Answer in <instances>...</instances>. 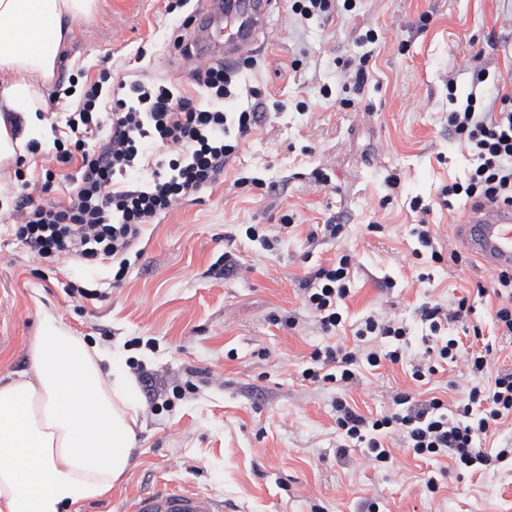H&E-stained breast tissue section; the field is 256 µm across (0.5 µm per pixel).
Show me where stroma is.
<instances>
[{"label":"stroma","instance_id":"1","mask_svg":"<svg viewBox=\"0 0 512 512\" xmlns=\"http://www.w3.org/2000/svg\"><path fill=\"white\" fill-rule=\"evenodd\" d=\"M165 5L95 0L54 81L40 84L42 97L59 80L83 83L105 69L168 78L198 94L193 61L169 44L177 19ZM511 18L512 0H359L354 15L310 20L295 16L288 0H273L270 33L235 77L260 92L270 114L244 137L223 182L146 227L141 256L121 276L108 260L33 258L11 234L21 182L14 171L40 180L49 147L22 145L17 159L0 162V377L31 372L30 349L49 312L111 355L133 380L140 408L129 469L79 512H127L135 496L164 482L202 491L224 512H366L372 502L379 512H512L506 467L472 474L398 449L378 471L365 449L338 456L339 392L301 376L313 352L335 339L299 300L309 272L348 254L350 321L373 312L402 320L413 355L422 348L418 307L466 296L472 322L491 334L490 304L475 285L491 286L494 269L472 257L412 262L410 229L422 218L418 200L444 249L457 247L454 226L466 204L442 194L471 167L448 133L449 112L471 90L457 62L479 50L483 67L512 68ZM369 29L389 30L398 42H362ZM363 57L370 76L358 91ZM355 96L365 111L337 109V98ZM255 177L263 186L252 185ZM288 214L293 226L277 250L246 239V225L274 230ZM331 219L342 224L341 237L309 242L312 225ZM228 253L248 273H225ZM409 385L405 366L387 363L366 374L350 402L366 415L390 412ZM431 475L433 494L424 485Z\"/></svg>","mask_w":512,"mask_h":512}]
</instances>
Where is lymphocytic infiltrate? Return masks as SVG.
Here are the masks:
<instances>
[{"label":"lymphocytic infiltrate","mask_w":512,"mask_h":512,"mask_svg":"<svg viewBox=\"0 0 512 512\" xmlns=\"http://www.w3.org/2000/svg\"><path fill=\"white\" fill-rule=\"evenodd\" d=\"M479 58L476 52L462 55L457 67L470 75L475 89L491 83L500 107L483 111L474 91L449 112L448 129L464 142L473 166L466 180L448 184L445 194L470 201L512 200V70L490 76L479 66ZM197 80L202 89L198 99L182 94L164 78L116 81L105 69L97 80L83 85L67 111L47 113L56 138L47 157L44 187H51L61 167L75 162L79 168L68 178L65 204H48L30 193L19 195L15 210L20 219L12 231L33 257L112 259L119 268H127L128 254L145 226L223 179L240 137L257 122L259 93L239 92L220 61L198 71ZM241 94L246 102L225 111V100ZM149 147L173 150L174 156L158 160L150 178L128 181V173L140 167ZM350 284L345 256L318 266L308 276L303 301L323 332L341 325ZM476 290L481 296L493 293L494 328L499 335L512 337V272H499L493 290L481 284ZM471 311L464 297L452 309L437 303L419 307V319L428 332L423 350L413 358L411 387L397 393L395 411L378 418L362 414L344 397L337 400L336 426L345 442L366 449L380 467L390 464L396 445L425 459L449 458L457 468L474 472L512 459V448L485 445L493 426L512 419V368L492 370L490 346L465 349L463 333L483 337L481 328L464 322ZM408 333L402 321L369 314L357 325L356 345L313 353L321 367L304 370L303 377L334 383L345 395L359 383V363L373 368L400 363ZM444 363L478 380L462 402L422 398L414 391Z\"/></svg>","instance_id":"1"}]
</instances>
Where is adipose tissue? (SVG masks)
<instances>
[{"instance_id": "adipose-tissue-1", "label": "adipose tissue", "mask_w": 512, "mask_h": 512, "mask_svg": "<svg viewBox=\"0 0 512 512\" xmlns=\"http://www.w3.org/2000/svg\"><path fill=\"white\" fill-rule=\"evenodd\" d=\"M95 0H0V158L15 127L45 141L37 81L50 80ZM32 374L0 383V512H60L109 492L130 466L139 409L132 381L45 314Z\"/></svg>"}]
</instances>
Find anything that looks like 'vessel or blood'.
<instances>
[{
  "instance_id": "b4317fda",
  "label": "vessel or blood",
  "mask_w": 512,
  "mask_h": 512,
  "mask_svg": "<svg viewBox=\"0 0 512 512\" xmlns=\"http://www.w3.org/2000/svg\"><path fill=\"white\" fill-rule=\"evenodd\" d=\"M270 0H205L190 24L197 54L235 66L253 54L268 30ZM458 237L474 257L489 267L512 269V203H472L458 227ZM129 512H224V506L203 492L172 484L139 495Z\"/></svg>"
}]
</instances>
